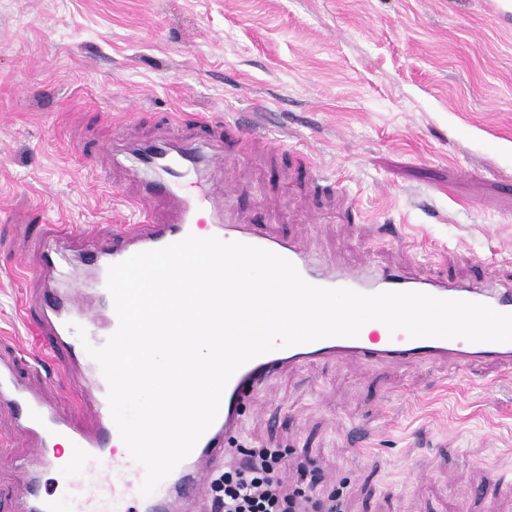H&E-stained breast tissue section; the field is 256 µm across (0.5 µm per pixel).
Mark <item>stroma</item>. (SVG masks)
<instances>
[{
    "instance_id": "1",
    "label": "stroma",
    "mask_w": 512,
    "mask_h": 512,
    "mask_svg": "<svg viewBox=\"0 0 512 512\" xmlns=\"http://www.w3.org/2000/svg\"><path fill=\"white\" fill-rule=\"evenodd\" d=\"M487 2L0 0V345L27 352L30 386L67 409L83 374L40 365L37 232L117 230L135 184L112 161L173 116L249 112L275 144L228 172L239 223L339 265L511 281L512 20ZM231 445L285 449L283 482L308 466L345 512H512V372L286 368ZM30 452L0 405L17 497Z\"/></svg>"
}]
</instances>
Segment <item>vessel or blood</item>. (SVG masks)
Listing matches in <instances>:
<instances>
[{"label": "vessel or blood", "instance_id": "vessel-or-blood-1", "mask_svg": "<svg viewBox=\"0 0 512 512\" xmlns=\"http://www.w3.org/2000/svg\"><path fill=\"white\" fill-rule=\"evenodd\" d=\"M144 171L133 197L136 219L121 231L100 236L83 251L86 264L95 271L88 290L55 287L46 289L37 313L36 333L40 345L51 354L66 353L70 361L84 364L87 384L94 388L95 425L84 430L74 426L71 413L30 393L20 382L19 352L0 349V404L20 410L21 429L34 441L28 462L20 469L23 480L39 484L44 472L57 461L46 449L58 441L68 442L72 454L67 472L80 473L84 488L70 494V512H197V502L208 492L214 460L227 456L229 441L242 421V408L256 401L267 380L280 370L307 368L325 361L353 358L374 367L399 365L421 368L445 362L461 370L494 365L512 370V342H471L463 338H412L407 332H379L354 338L331 337L258 356L238 369L227 383L219 413L190 455L166 477L150 496L140 487L145 469L128 452H117L119 433L107 399L108 385L99 364L86 345L103 346L118 328L113 300L106 289L108 269L130 256L158 249L196 234L209 223L210 236L225 242H241L269 250L295 265L310 284L325 288H350L364 294L382 291H416L442 299H458L489 305L512 313V286L478 288L448 282L423 280L401 270L373 267L336 269L304 252L301 245L275 235L264 224H239L233 218L234 191L217 193L205 182L191 179L200 164L224 169L230 161L225 143H217L208 155L190 144L174 146L163 137L139 154ZM85 338H77L75 327Z\"/></svg>", "mask_w": 512, "mask_h": 512}]
</instances>
